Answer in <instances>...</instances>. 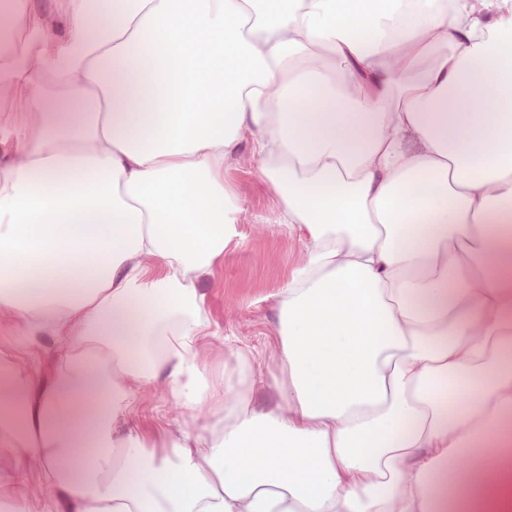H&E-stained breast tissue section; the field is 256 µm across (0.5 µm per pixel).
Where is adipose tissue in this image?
<instances>
[{"mask_svg":"<svg viewBox=\"0 0 512 512\" xmlns=\"http://www.w3.org/2000/svg\"><path fill=\"white\" fill-rule=\"evenodd\" d=\"M111 2L0 8V503L512 512V0ZM246 132L304 248L265 409L201 365ZM153 384L212 422L147 446Z\"/></svg>","mask_w":512,"mask_h":512,"instance_id":"ef3b65f1","label":"adipose tissue"}]
</instances>
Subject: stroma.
<instances>
[{"label":"stroma","instance_id":"stroma-1","mask_svg":"<svg viewBox=\"0 0 512 512\" xmlns=\"http://www.w3.org/2000/svg\"><path fill=\"white\" fill-rule=\"evenodd\" d=\"M224 181L236 197L237 234L225 245L211 274L197 284L217 333L203 362L208 372L220 373L236 367L238 352L251 353L257 375L252 402L265 408L279 399L274 383L276 296L301 267L304 251L297 236L278 223L280 198L262 175L249 144H241L227 161ZM128 423L148 445L158 448L167 434L190 420L160 387L149 386Z\"/></svg>","mask_w":512,"mask_h":512}]
</instances>
